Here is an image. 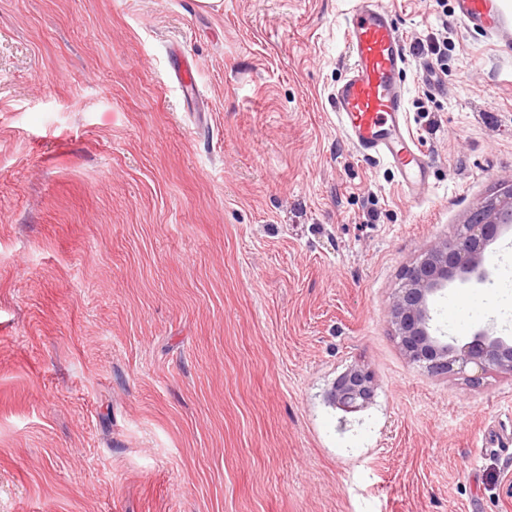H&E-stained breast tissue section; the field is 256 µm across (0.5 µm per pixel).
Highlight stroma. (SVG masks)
I'll use <instances>...</instances> for the list:
<instances>
[{
	"instance_id": "stroma-1",
	"label": "stroma",
	"mask_w": 512,
	"mask_h": 512,
	"mask_svg": "<svg viewBox=\"0 0 512 512\" xmlns=\"http://www.w3.org/2000/svg\"><path fill=\"white\" fill-rule=\"evenodd\" d=\"M352 5L0 0V512H512V376L428 374L388 317L512 187V42L383 0L448 41L435 77L408 58L416 202L336 126ZM487 251L432 301L459 345L512 336V228ZM375 378L364 367H351L343 372L330 392L331 399L346 409H360L372 399Z\"/></svg>"
}]
</instances>
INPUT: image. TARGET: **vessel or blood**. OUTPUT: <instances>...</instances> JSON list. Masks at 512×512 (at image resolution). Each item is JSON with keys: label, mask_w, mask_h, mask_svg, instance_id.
Here are the masks:
<instances>
[{"label": "vessel or blood", "mask_w": 512, "mask_h": 512, "mask_svg": "<svg viewBox=\"0 0 512 512\" xmlns=\"http://www.w3.org/2000/svg\"><path fill=\"white\" fill-rule=\"evenodd\" d=\"M458 18L473 29L512 41V18L496 0H456ZM350 49L348 73L332 93L336 123L362 156L385 159L412 196L429 189V161L407 123L403 36L380 0H354L344 20Z\"/></svg>", "instance_id": "obj_1"}]
</instances>
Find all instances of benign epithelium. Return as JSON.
Returning <instances> with one entry per match:
<instances>
[{"label":"benign epithelium","mask_w":512,"mask_h":512,"mask_svg":"<svg viewBox=\"0 0 512 512\" xmlns=\"http://www.w3.org/2000/svg\"><path fill=\"white\" fill-rule=\"evenodd\" d=\"M512 223V188L477 209L463 230L431 245L405 274V282L389 308V320L395 330L405 359L431 375L450 374L454 367L472 364L483 372L512 375V340L487 331L476 333L462 346L448 342L431 332L430 300L448 286L454 277L465 279L477 273L487 275L485 254L488 244L504 224ZM375 378L364 367L343 372L330 392L331 399L346 409H360L372 399Z\"/></svg>","instance_id":"benign-epithelium-1"}]
</instances>
